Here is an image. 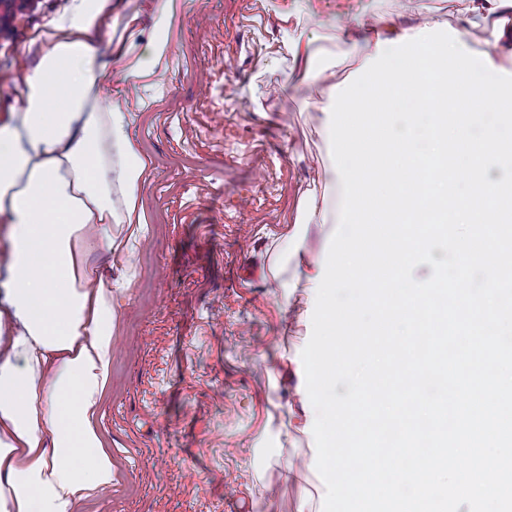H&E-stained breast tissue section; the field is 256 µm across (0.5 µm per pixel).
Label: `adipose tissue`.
Segmentation results:
<instances>
[{
  "mask_svg": "<svg viewBox=\"0 0 512 512\" xmlns=\"http://www.w3.org/2000/svg\"><path fill=\"white\" fill-rule=\"evenodd\" d=\"M112 0H81L43 36L44 50L0 124V215L11 225V253L0 272V512H76L110 489L112 454L103 405L112 375L115 305L90 255L128 258L146 237L137 208L148 164L120 105L95 109L100 77L119 70L139 82L156 78L167 43L138 55H113L100 32ZM372 10L308 33L283 28L292 59L304 60L302 82H328L322 43L364 29L357 65L383 41L412 35ZM467 49L483 45L493 66L512 72V0H464L455 23ZM125 212L112 226L116 199ZM339 257L324 249L297 272L306 290L298 323H308L324 289L335 287Z\"/></svg>",
  "mask_w": 512,
  "mask_h": 512,
  "instance_id": "adipose-tissue-1",
  "label": "adipose tissue"
}]
</instances>
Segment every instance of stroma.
<instances>
[{"label":"stroma","mask_w":512,"mask_h":512,"mask_svg":"<svg viewBox=\"0 0 512 512\" xmlns=\"http://www.w3.org/2000/svg\"><path fill=\"white\" fill-rule=\"evenodd\" d=\"M79 0H0V104L17 95L43 32ZM158 0H112V41L146 46ZM378 8L414 23L456 21L459 0H182L150 85L112 72L102 106L133 119L150 161L138 205L146 244L116 307L104 427L116 472L80 512H322L325 484L304 422L296 361L311 328L282 295L293 265L270 250L301 219L317 254L337 198L300 214L304 191L332 164L322 132L323 84L291 88L281 31Z\"/></svg>","instance_id":"stroma-1"}]
</instances>
